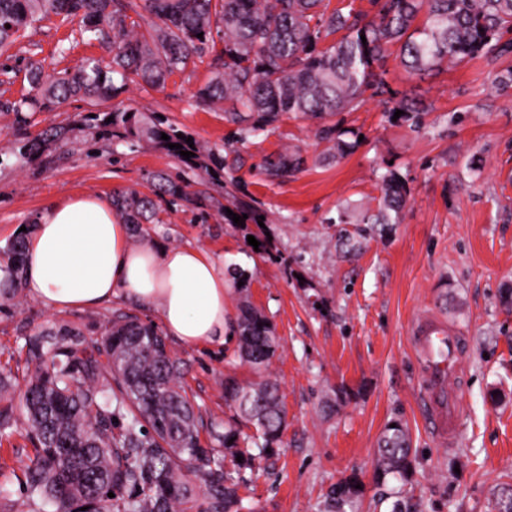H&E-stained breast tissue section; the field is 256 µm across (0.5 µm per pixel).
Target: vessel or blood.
<instances>
[{
  "label": "vessel or blood",
  "mask_w": 512,
  "mask_h": 512,
  "mask_svg": "<svg viewBox=\"0 0 512 512\" xmlns=\"http://www.w3.org/2000/svg\"><path fill=\"white\" fill-rule=\"evenodd\" d=\"M420 360V394L429 408L440 442L457 438L455 395L448 388L454 368L464 352L459 336L445 322L424 318L413 329Z\"/></svg>",
  "instance_id": "1"
}]
</instances>
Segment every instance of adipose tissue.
<instances>
[{
  "label": "adipose tissue",
  "mask_w": 512,
  "mask_h": 512,
  "mask_svg": "<svg viewBox=\"0 0 512 512\" xmlns=\"http://www.w3.org/2000/svg\"><path fill=\"white\" fill-rule=\"evenodd\" d=\"M28 296L54 311L115 300L152 309L187 347H223L234 329L224 261L190 246L132 245L110 202L83 194L37 216L25 251Z\"/></svg>",
  "instance_id": "ef3b65f1"
}]
</instances>
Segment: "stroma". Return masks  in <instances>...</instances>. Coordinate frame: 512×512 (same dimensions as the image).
Wrapping results in <instances>:
<instances>
[{
    "label": "stroma",
    "instance_id": "1",
    "mask_svg": "<svg viewBox=\"0 0 512 512\" xmlns=\"http://www.w3.org/2000/svg\"><path fill=\"white\" fill-rule=\"evenodd\" d=\"M87 57L110 54L80 36L78 19L52 14L33 23L0 57V104L28 94L29 59L55 75ZM214 58L207 51L161 89L128 84L117 100L168 118L201 151L223 159L215 179L186 168L157 142L94 143L79 129L51 156L28 152L44 131L93 111L87 100L69 99L22 126L0 111V248L20 230L34 232L35 216L51 203L85 193L108 200L116 190L149 196L154 174H183L218 207L167 206L162 223L142 225L131 241L188 244L242 266L249 280L231 292L229 308L248 300L280 338L271 369L288 427L278 452L256 460L239 490L252 512H323L328 490L351 475L364 487L361 512H391L401 488L416 512H496L495 487L512 484V306L501 299L512 288V90L495 91L493 80L512 57L476 58L422 80L389 59V89L421 103V127L389 120L384 97L368 99L357 111L328 117L344 141L356 134L362 140L325 162L313 121L285 117L246 138L223 106L196 105ZM293 147L302 151L301 171L264 174L267 155ZM389 167L409 188L402 220L364 237L350 225L355 238L341 244L331 223L338 207H376L379 177ZM240 200L265 216L270 237L261 249L251 248L243 226L224 219L223 208ZM117 309L159 321L154 311L125 302L53 311L24 292L0 301V368L11 371L15 393L24 390L29 335L71 330L92 344ZM426 316L453 326L465 344L450 447L438 443L417 387L412 332ZM167 346L205 422L223 425L232 416L225 379L254 377L236 342L188 348L171 339ZM14 419L13 434L0 442V512H20L27 500L33 447L22 410ZM393 420L407 430L412 473L405 482L379 483L377 442Z\"/></svg>",
    "mask_w": 512,
    "mask_h": 512
}]
</instances>
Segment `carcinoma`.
<instances>
[{
  "mask_svg": "<svg viewBox=\"0 0 512 512\" xmlns=\"http://www.w3.org/2000/svg\"><path fill=\"white\" fill-rule=\"evenodd\" d=\"M369 15L349 4L330 8V0H0V55L28 25L54 13L78 17L80 34L105 45L110 62L82 60L73 71L46 75L35 61L26 66L29 96L4 105L17 122L81 97L92 101L117 95L127 83L160 88L173 73L215 46L223 49L196 104L224 103L225 118L244 136L258 135L285 116L322 120L352 112L365 94L385 92L387 61L394 55L411 76L425 77L476 57L512 55V0H370ZM202 37H197V34ZM120 83H115V78ZM388 113L403 111L414 120L422 109L403 95L391 100ZM113 121H108V118ZM94 139L114 137L134 142L148 138L164 146L180 144L193 151L182 131L158 118L150 121L132 107H111L82 116ZM167 134L169 140L161 139ZM327 142L322 160L345 155L355 144L322 125ZM303 164L299 150L267 156L263 171L284 177ZM158 191L170 202L197 208L212 203L188 190L180 175H156ZM377 208H345L340 224H396L408 189L389 170L380 177ZM112 208L126 224H159L162 209L135 191L112 194ZM26 239L16 236L0 250L10 287L0 298L13 299L24 276ZM235 336L238 355L258 380L224 382V399L233 419L224 432L211 429L224 452L200 443L203 420L181 382L179 361L167 350L157 327L122 310L112 313L101 342L84 344L78 332L42 330L26 339L33 366L21 400L33 457L24 472L28 506L49 501L55 512H72L74 503L92 498L103 512H243L239 495L242 472L256 456L275 453L286 428L278 380L269 372L279 337L267 317L244 304ZM81 393L64 399L73 380ZM12 378L0 374V440L12 434ZM97 420L92 433L84 430ZM251 425L256 435L242 433ZM243 457L237 470L224 469V453ZM412 469L411 448L401 422L387 425L378 443L376 477L406 480ZM352 475L327 494L326 512H359L363 490ZM114 497H108V493Z\"/></svg>",
  "mask_w": 512,
  "mask_h": 512,
  "instance_id": "1",
  "label": "carcinoma"
}]
</instances>
